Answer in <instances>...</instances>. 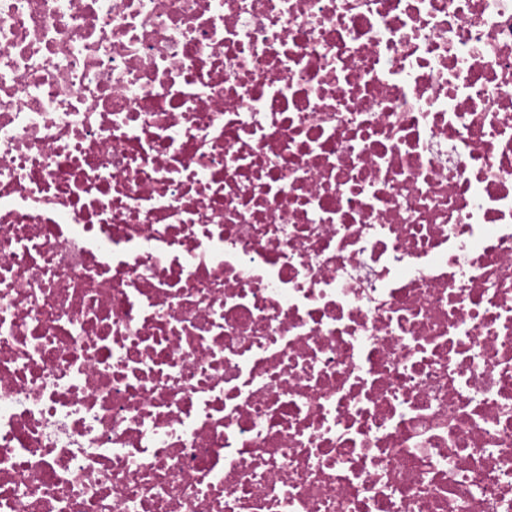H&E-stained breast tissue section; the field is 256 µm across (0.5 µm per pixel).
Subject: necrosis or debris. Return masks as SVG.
I'll list each match as a JSON object with an SVG mask.
<instances>
[{
	"instance_id": "1",
	"label": "necrosis or debris",
	"mask_w": 512,
	"mask_h": 512,
	"mask_svg": "<svg viewBox=\"0 0 512 512\" xmlns=\"http://www.w3.org/2000/svg\"><path fill=\"white\" fill-rule=\"evenodd\" d=\"M0 512H512V0H0Z\"/></svg>"
}]
</instances>
